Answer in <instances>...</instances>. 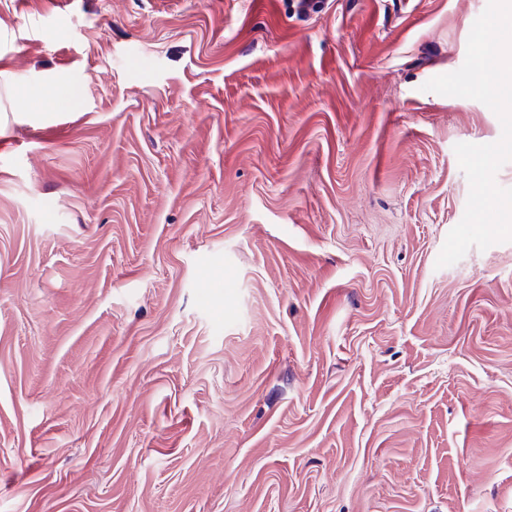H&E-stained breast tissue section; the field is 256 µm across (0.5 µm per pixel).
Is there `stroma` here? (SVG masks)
<instances>
[{
  "label": "stroma",
  "mask_w": 512,
  "mask_h": 512,
  "mask_svg": "<svg viewBox=\"0 0 512 512\" xmlns=\"http://www.w3.org/2000/svg\"><path fill=\"white\" fill-rule=\"evenodd\" d=\"M487 3L0 0V512H512Z\"/></svg>",
  "instance_id": "stroma-1"
}]
</instances>
